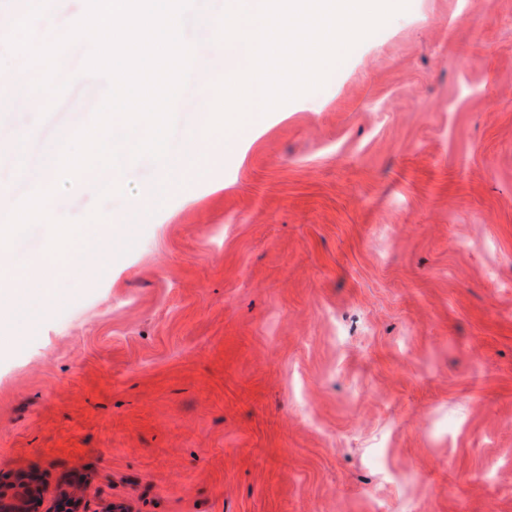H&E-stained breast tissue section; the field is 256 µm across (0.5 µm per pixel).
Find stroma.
<instances>
[{
	"instance_id": "obj_1",
	"label": "stroma",
	"mask_w": 512,
	"mask_h": 512,
	"mask_svg": "<svg viewBox=\"0 0 512 512\" xmlns=\"http://www.w3.org/2000/svg\"><path fill=\"white\" fill-rule=\"evenodd\" d=\"M226 3L193 0L168 159L58 197L128 235L48 307L0 300V489L84 484L87 512H512V0H409L186 182ZM25 92L0 95V187L86 122Z\"/></svg>"
}]
</instances>
